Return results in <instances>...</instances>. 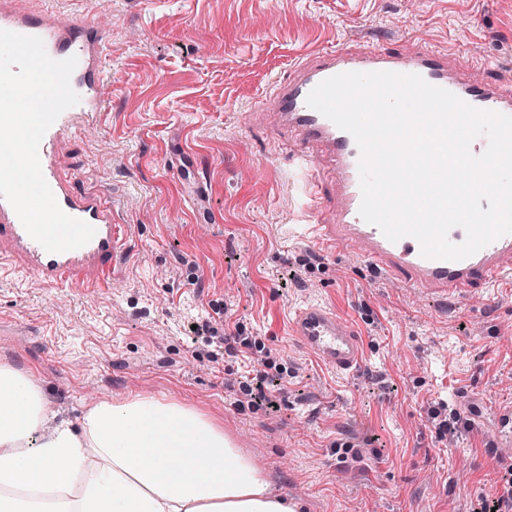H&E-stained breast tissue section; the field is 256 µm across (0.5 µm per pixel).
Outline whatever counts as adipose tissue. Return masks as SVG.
Returning a JSON list of instances; mask_svg holds the SVG:
<instances>
[{"label": "adipose tissue", "mask_w": 512, "mask_h": 512, "mask_svg": "<svg viewBox=\"0 0 512 512\" xmlns=\"http://www.w3.org/2000/svg\"><path fill=\"white\" fill-rule=\"evenodd\" d=\"M223 423L174 399L49 424L32 371L0 365V512H299Z\"/></svg>", "instance_id": "obj_1"}]
</instances>
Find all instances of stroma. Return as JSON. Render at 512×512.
I'll use <instances>...</instances> for the list:
<instances>
[{"mask_svg": "<svg viewBox=\"0 0 512 512\" xmlns=\"http://www.w3.org/2000/svg\"><path fill=\"white\" fill-rule=\"evenodd\" d=\"M67 21L117 35L98 127L64 162L112 198L129 227L105 280L45 287L0 264V365L32 370L55 421L102 400L171 398L220 418L279 493L305 512H473L507 463L489 444L512 405V287L446 306L333 253L285 140L251 124L254 103L304 51L416 35L464 62L512 69V0H54ZM352 321L361 368L322 365L291 336L307 303ZM226 331L256 341L213 358ZM198 328L197 339L185 333ZM268 365L274 404L245 385ZM467 391L471 428L438 434L428 410Z\"/></svg>", "mask_w": 512, "mask_h": 512, "instance_id": "35a3bbf8", "label": "stroma"}]
</instances>
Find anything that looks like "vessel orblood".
<instances>
[{
    "mask_svg": "<svg viewBox=\"0 0 512 512\" xmlns=\"http://www.w3.org/2000/svg\"><path fill=\"white\" fill-rule=\"evenodd\" d=\"M0 29L39 37L53 60H77L71 86L79 102L63 111L46 131L39 157L59 207L96 230L95 236L79 248L48 253L27 233L11 204L0 197V259L18 262L50 287L75 276L96 280L110 271L113 260L122 253L128 227L114 218L107 194L95 188L76 189V175L62 171V156L74 132L96 126L106 109L110 85L106 52L112 36L89 20L77 24L63 21L49 9L31 11L25 0H0ZM379 71L415 74L475 108L512 115V79L501 80L494 69L478 70L455 52L412 37L402 39L394 50L382 43L366 49L345 45L307 52L286 77L273 83L268 95L259 99L256 114L274 130L295 136L299 170L309 178V204L316 213L335 217L334 223L313 225L316 241L339 251L356 249L374 269L448 299L512 276V233L461 260L431 259L422 255L414 237L390 241L360 216V148L351 134L310 108L306 99L332 76ZM324 166L333 174L328 184L318 177ZM291 333L330 368L353 373L362 364L364 346L357 327L329 308L311 304L298 310L291 321ZM491 446L501 459L512 463V408L499 411Z\"/></svg>",
    "mask_w": 512,
    "mask_h": 512,
    "instance_id": "b4317fda",
    "label": "vessel or blood"
}]
</instances>
